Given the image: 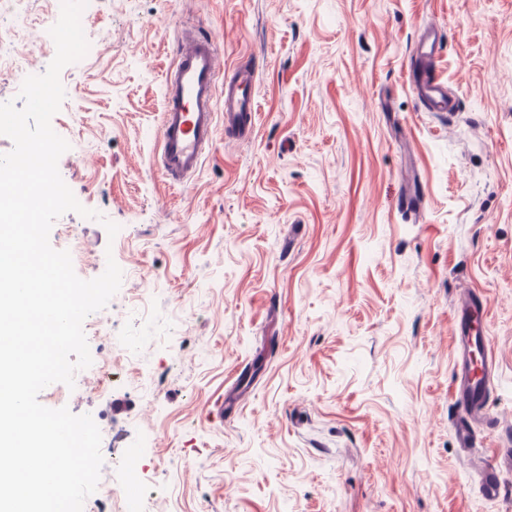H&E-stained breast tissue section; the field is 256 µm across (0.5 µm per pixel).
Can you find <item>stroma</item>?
Returning a JSON list of instances; mask_svg holds the SVG:
<instances>
[{"label":"stroma","mask_w":512,"mask_h":512,"mask_svg":"<svg viewBox=\"0 0 512 512\" xmlns=\"http://www.w3.org/2000/svg\"><path fill=\"white\" fill-rule=\"evenodd\" d=\"M24 69L55 56L31 0ZM90 48L65 67L59 173L100 220L50 232L84 280L123 272L83 322L92 364L39 402L91 415L104 463L83 512H512L472 458L512 448V0H88ZM436 24L455 115L408 75ZM220 67L258 69L256 129L216 134L173 186L155 158L184 30ZM117 223L109 237L104 220ZM73 226L76 242L63 235ZM487 301L489 418L458 447L453 316Z\"/></svg>","instance_id":"stroma-1"}]
</instances>
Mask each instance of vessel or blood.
<instances>
[{
    "label": "vessel or blood",
    "instance_id": "vessel-or-blood-1",
    "mask_svg": "<svg viewBox=\"0 0 512 512\" xmlns=\"http://www.w3.org/2000/svg\"><path fill=\"white\" fill-rule=\"evenodd\" d=\"M437 35L427 30L417 41L409 75L418 102L432 112L458 111L437 69ZM218 49L213 37L195 33L178 46L175 62L164 78L157 166L172 182L183 183L199 169L214 141L216 128L227 137L253 134L257 101V70L234 64L227 80H219ZM223 94H216V86ZM456 362L452 375L453 399L459 411L454 435L460 447L476 442L475 424L487 414V395L495 364L487 333L486 309L473 295H464L455 318ZM506 458L486 456L481 468V491L486 498L500 494V473Z\"/></svg>",
    "mask_w": 512,
    "mask_h": 512
}]
</instances>
